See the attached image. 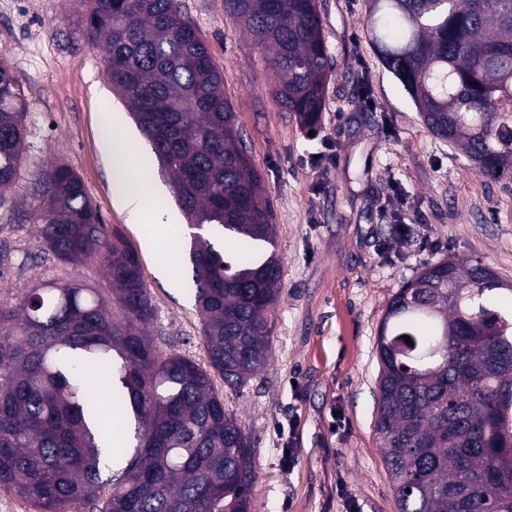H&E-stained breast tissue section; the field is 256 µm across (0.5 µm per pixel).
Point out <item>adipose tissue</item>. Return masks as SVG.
Listing matches in <instances>:
<instances>
[{
  "label": "adipose tissue",
  "mask_w": 512,
  "mask_h": 512,
  "mask_svg": "<svg viewBox=\"0 0 512 512\" xmlns=\"http://www.w3.org/2000/svg\"><path fill=\"white\" fill-rule=\"evenodd\" d=\"M106 145L112 155V184L128 223L139 228L148 244H165L169 229L158 220L159 187L122 135L113 134Z\"/></svg>",
  "instance_id": "obj_1"
}]
</instances>
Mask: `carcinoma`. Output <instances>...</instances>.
<instances>
[{
    "instance_id": "carcinoma-1",
    "label": "carcinoma",
    "mask_w": 512,
    "mask_h": 512,
    "mask_svg": "<svg viewBox=\"0 0 512 512\" xmlns=\"http://www.w3.org/2000/svg\"><path fill=\"white\" fill-rule=\"evenodd\" d=\"M84 36L174 180L210 369L164 352L136 253L79 175L35 171L41 253L103 259L109 287L46 282L0 305V492L34 512H249V436L215 392L264 369L281 289L270 203L224 79L180 0H80ZM273 50L280 112L315 129L332 78L317 0H224ZM368 36L425 125L476 171L512 181V0H372ZM27 103L0 57V209L23 163ZM481 262L425 264L391 298L376 355L375 431L398 512H512V303ZM409 336L407 343L403 336ZM134 422L112 447V410ZM110 492L101 498L104 485Z\"/></svg>"
}]
</instances>
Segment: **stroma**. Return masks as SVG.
Instances as JSON below:
<instances>
[{"label":"stroma","mask_w":512,"mask_h":512,"mask_svg":"<svg viewBox=\"0 0 512 512\" xmlns=\"http://www.w3.org/2000/svg\"><path fill=\"white\" fill-rule=\"evenodd\" d=\"M334 73L316 134L277 111L271 51L224 14V0H181L224 73V91L263 178L272 209L282 291L274 306L269 365L231 389L213 375L226 412L253 448L250 512H396L375 434L376 340L391 297L422 265L445 257L481 261L512 283V182L480 176L422 122L385 72L366 33L371 0H318ZM78 0H0V52L28 103L27 165L11 196L31 206L32 170L70 166L108 231L140 259L156 308L161 348L207 366L189 262L191 230L172 180L112 93L98 49L81 36ZM104 113L118 114L165 192L179 266L157 271L165 252L128 224L100 148ZM0 304L45 281L107 285L101 263L43 257L37 226L0 210Z\"/></svg>","instance_id":"stroma-1"}]
</instances>
